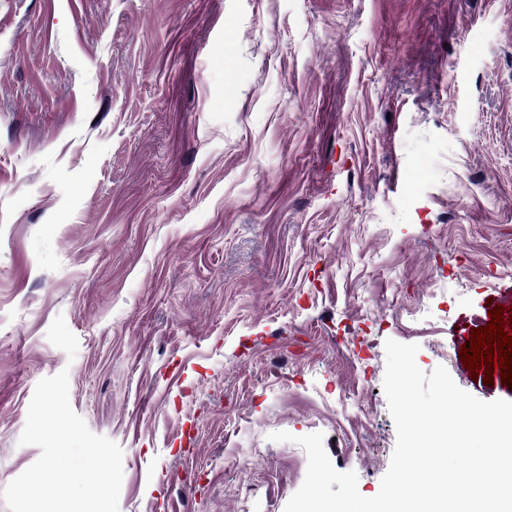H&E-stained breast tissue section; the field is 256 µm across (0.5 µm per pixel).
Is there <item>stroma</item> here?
<instances>
[{"instance_id": "1", "label": "stroma", "mask_w": 512, "mask_h": 512, "mask_svg": "<svg viewBox=\"0 0 512 512\" xmlns=\"http://www.w3.org/2000/svg\"><path fill=\"white\" fill-rule=\"evenodd\" d=\"M511 297L512 0H0V490L65 370L119 512H284L313 432L375 496L386 340L512 401Z\"/></svg>"}]
</instances>
